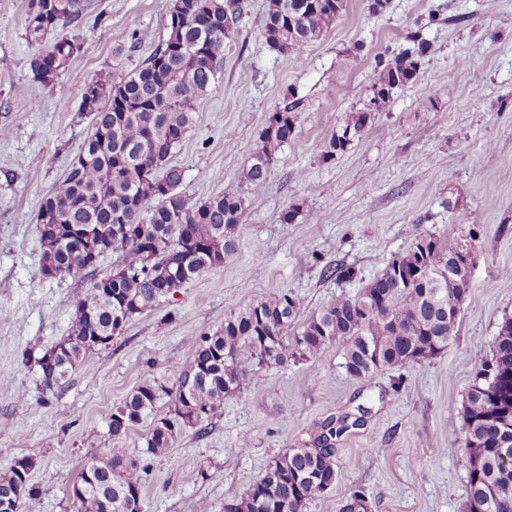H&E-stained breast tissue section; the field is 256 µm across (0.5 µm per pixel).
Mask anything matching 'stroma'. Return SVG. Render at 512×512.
<instances>
[{
    "instance_id": "stroma-1",
    "label": "stroma",
    "mask_w": 512,
    "mask_h": 512,
    "mask_svg": "<svg viewBox=\"0 0 512 512\" xmlns=\"http://www.w3.org/2000/svg\"><path fill=\"white\" fill-rule=\"evenodd\" d=\"M244 2L238 34L171 157L189 204L244 198L238 249L134 316L50 392L36 360L69 334L75 299L68 281L42 273L36 214L91 131L84 85L139 66L149 50H132L133 35L164 38L173 0H88L84 17L38 43L26 35L28 0H0V470L32 458L41 512H73L72 487L103 454L113 408L145 378L186 368L191 338L283 290L317 311L357 295L419 236L455 233L471 236L476 259L443 354L357 379L336 345L314 362L263 368L259 387L226 399L167 456L143 452L151 416L117 445L144 468L142 512H197L203 501L224 512L225 495L245 492L283 449L363 406L364 424L337 444L335 485L304 512H340L360 486L368 512H466L467 477L448 433L512 317V0H392L383 14L347 0L299 59L266 43V0ZM412 31L429 43L418 79L375 113L359 142L323 161L337 123L369 96L377 59L405 47ZM62 36L80 53L52 82L35 81L31 57ZM291 95L295 133L276 151L266 188L253 192L243 173ZM292 207L299 216L286 233L282 215ZM336 265L355 279L325 276Z\"/></svg>"
}]
</instances>
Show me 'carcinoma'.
<instances>
[{
    "label": "carcinoma",
    "instance_id": "cac0c4a2",
    "mask_svg": "<svg viewBox=\"0 0 512 512\" xmlns=\"http://www.w3.org/2000/svg\"><path fill=\"white\" fill-rule=\"evenodd\" d=\"M345 7L346 0H267L263 36L280 53L298 56ZM86 9V0H29L26 34L38 42ZM243 10V0H175L166 38L139 66L86 83L82 108L93 132L37 217L42 271L69 280L77 310L70 334L44 353L54 363L37 359L46 390L62 385L88 352L100 348L97 338L114 337L132 317L237 250L238 228L248 220L243 199L218 195L188 206L178 191L182 169L170 159L192 125L197 100L212 86L224 42L237 34ZM407 41L391 58L378 59L370 97L336 126L323 160L360 140L373 114L417 80L428 46L417 35ZM80 48L61 38L40 50L30 61L35 78L51 82ZM295 108L291 101L276 111L280 119L266 126L252 153L244 180L255 192L265 189L275 151L295 131ZM466 244L451 233L420 236L358 295H338L300 323L303 303L288 291L230 313L219 328L191 341L187 368L167 381L144 379L112 410L109 436L127 435L166 398L168 412L145 438L147 453L165 456L183 432L204 430L224 400L259 385L258 369L316 361L336 344L353 378L442 353L469 292L450 265ZM107 253L117 264L101 273ZM398 261L421 267L423 278L395 281L390 271ZM348 418L330 417L314 428L311 443L283 449L246 492L224 497L226 512H302L336 483V439ZM448 442L459 448L458 465L466 472L467 512H512V317L500 325L492 359L480 364L461 426L448 431ZM32 469L22 457L0 471L1 501L27 485L17 512H40ZM80 481L86 487L73 497L76 512H133L131 498L142 488L141 469L126 448H106L93 480L82 475ZM342 512H367L364 490L354 491Z\"/></svg>",
    "mask_w": 512,
    "mask_h": 512
}]
</instances>
